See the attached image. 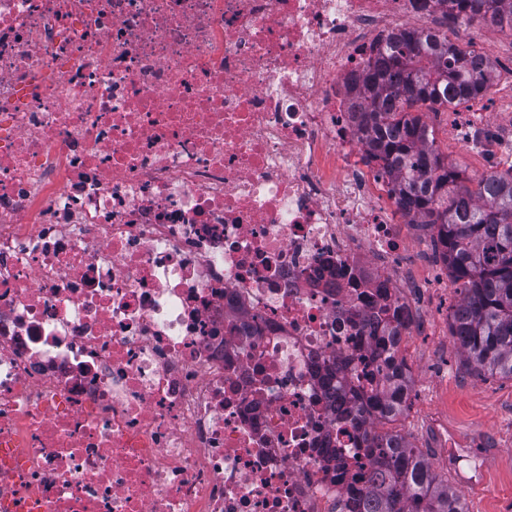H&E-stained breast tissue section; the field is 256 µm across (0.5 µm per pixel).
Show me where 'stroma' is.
<instances>
[{
    "instance_id": "1",
    "label": "stroma",
    "mask_w": 512,
    "mask_h": 512,
    "mask_svg": "<svg viewBox=\"0 0 512 512\" xmlns=\"http://www.w3.org/2000/svg\"><path fill=\"white\" fill-rule=\"evenodd\" d=\"M462 39L493 65L491 92L470 107L429 112L424 119L442 157L471 179L512 167L507 152L512 143V33L476 20ZM404 264L407 288L424 299L425 322L404 356L410 394L395 427L447 477L467 512H512V380L480 378L464 364L448 326L460 295L442 291L448 272L435 259L429 233L413 234ZM448 434L457 437L462 455L455 468L440 458ZM474 465L483 469L484 479L462 485L458 469Z\"/></svg>"
}]
</instances>
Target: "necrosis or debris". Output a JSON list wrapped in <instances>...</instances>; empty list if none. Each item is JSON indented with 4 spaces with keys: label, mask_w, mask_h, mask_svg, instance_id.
I'll list each match as a JSON object with an SVG mask.
<instances>
[{
    "label": "necrosis or debris",
    "mask_w": 512,
    "mask_h": 512,
    "mask_svg": "<svg viewBox=\"0 0 512 512\" xmlns=\"http://www.w3.org/2000/svg\"><path fill=\"white\" fill-rule=\"evenodd\" d=\"M452 0H0V512H349L408 217L369 64Z\"/></svg>",
    "instance_id": "necrosis-or-debris-1"
}]
</instances>
